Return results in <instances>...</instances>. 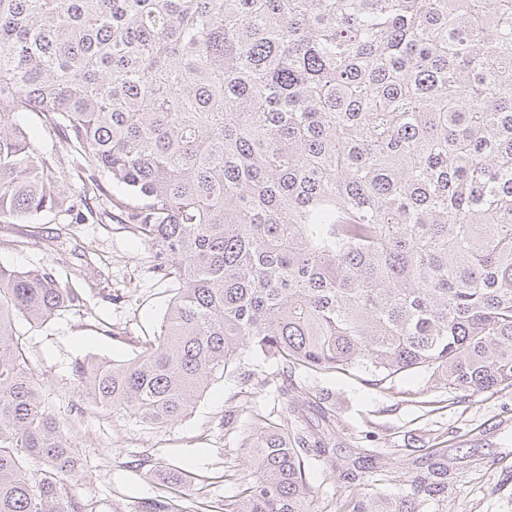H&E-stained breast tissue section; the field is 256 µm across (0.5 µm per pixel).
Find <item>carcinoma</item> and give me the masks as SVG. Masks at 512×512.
I'll return each mask as SVG.
<instances>
[{"label": "carcinoma", "mask_w": 512, "mask_h": 512, "mask_svg": "<svg viewBox=\"0 0 512 512\" xmlns=\"http://www.w3.org/2000/svg\"><path fill=\"white\" fill-rule=\"evenodd\" d=\"M24 113L73 152L75 223L105 197L176 290L134 358L74 361L94 409L173 425L254 353L512 387V0H0L1 224L67 204ZM80 301L48 267L0 266V512H93L15 331ZM240 447L244 489L216 512H323L305 461L336 469L325 429L265 419ZM446 458L348 512H421ZM379 460L358 452L343 480ZM169 478L133 512H184L198 478Z\"/></svg>", "instance_id": "1"}]
</instances>
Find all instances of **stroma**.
Instances as JSON below:
<instances>
[{
	"label": "stroma",
	"mask_w": 512,
	"mask_h": 512,
	"mask_svg": "<svg viewBox=\"0 0 512 512\" xmlns=\"http://www.w3.org/2000/svg\"><path fill=\"white\" fill-rule=\"evenodd\" d=\"M22 120L52 157L59 186L76 192L79 180L68 144L45 132L35 114ZM1 265L54 268L62 282L84 294V305L40 327L17 320L16 330L50 384L52 413L90 462L70 481L69 491L92 502L93 512H131L138 499L158 491L172 468L206 478L202 489L183 490L186 507L233 499L242 489L236 478L244 462L241 433L261 414L317 426L324 395L336 403V466L311 461L307 477L329 512L358 493L340 476L358 448L381 457L382 466L369 481L375 494L397 495L416 471L419 450L443 448L452 475L448 494L424 504L422 512H512V388L470 397L437 385L424 371L395 376L385 386L373 385L359 370L300 371L291 377L295 402L288 405L273 392L252 399L249 386L234 374L216 379L192 414L174 425L145 428L115 421L82 400L72 364L84 357L130 359L138 340L157 333L172 293L170 282L153 270L152 245L101 203L82 224L72 223L65 211L0 224ZM228 413L237 419L238 432H225ZM144 458L151 459V467L135 468Z\"/></svg>",
	"instance_id": "obj_1"
}]
</instances>
